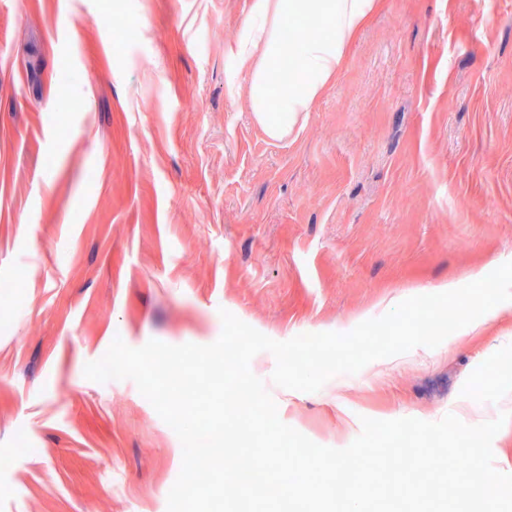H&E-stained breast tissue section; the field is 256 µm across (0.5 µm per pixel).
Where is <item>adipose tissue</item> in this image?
<instances>
[{"label": "adipose tissue", "mask_w": 512, "mask_h": 512, "mask_svg": "<svg viewBox=\"0 0 512 512\" xmlns=\"http://www.w3.org/2000/svg\"><path fill=\"white\" fill-rule=\"evenodd\" d=\"M377 6L378 0H251L242 37L228 53L249 78L253 118L270 140L288 137L300 113L331 85ZM275 84L288 96L272 117L267 93Z\"/></svg>", "instance_id": "1"}]
</instances>
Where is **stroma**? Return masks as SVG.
<instances>
[{"label": "stroma", "mask_w": 512, "mask_h": 512, "mask_svg": "<svg viewBox=\"0 0 512 512\" xmlns=\"http://www.w3.org/2000/svg\"><path fill=\"white\" fill-rule=\"evenodd\" d=\"M248 4L0 0V512H167L179 438L84 376L114 339L207 345L223 309L345 334L512 261V0H380L281 141L227 53ZM275 365L250 369L280 419L343 448L364 416L512 400V301L315 393Z\"/></svg>", "instance_id": "1"}]
</instances>
